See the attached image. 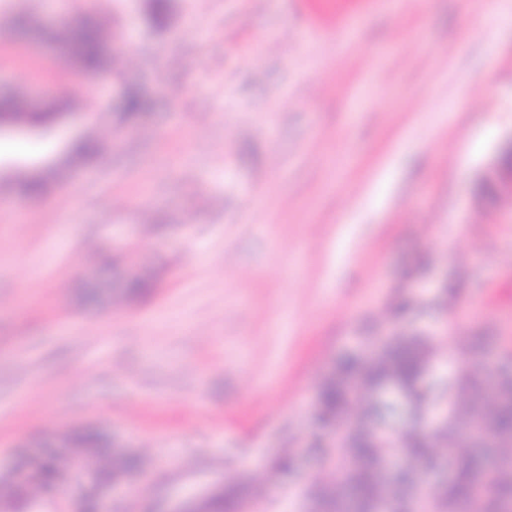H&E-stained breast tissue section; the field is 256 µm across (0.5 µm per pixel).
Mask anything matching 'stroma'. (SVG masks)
Instances as JSON below:
<instances>
[{
	"mask_svg": "<svg viewBox=\"0 0 512 512\" xmlns=\"http://www.w3.org/2000/svg\"><path fill=\"white\" fill-rule=\"evenodd\" d=\"M112 0L122 76L95 102L45 39L87 14L0 0V470L93 426L143 456L108 512H178L253 482L306 512L334 481L318 389L368 336L433 338L430 382L512 353V22L474 0ZM136 87L149 111L122 117ZM112 133L110 160L74 143ZM48 178L38 197L19 182ZM154 277L147 298L125 282ZM104 287L87 304L86 277Z\"/></svg>",
	"mask_w": 512,
	"mask_h": 512,
	"instance_id": "stroma-1",
	"label": "stroma"
}]
</instances>
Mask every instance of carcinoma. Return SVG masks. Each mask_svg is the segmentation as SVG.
<instances>
[{
	"label": "carcinoma",
	"instance_id": "cac0c4a2",
	"mask_svg": "<svg viewBox=\"0 0 512 512\" xmlns=\"http://www.w3.org/2000/svg\"><path fill=\"white\" fill-rule=\"evenodd\" d=\"M54 56L58 60L79 58L81 67L94 73L105 65L104 47L112 42V27L96 20L75 27L61 26L49 33ZM149 108V102L135 87L127 89L120 109L133 116ZM111 148L108 137L83 144L84 155L104 156ZM155 287L148 275L128 281L124 295L142 296ZM439 354L435 342L422 336H379L377 352L369 359L347 357L324 380L319 389V418L336 438L334 464L345 465L340 481L323 487L316 496L326 501L331 512H358L374 501L385 503L386 512H491L501 504L512 512V447L497 449V463L490 471L481 469L470 445L488 430L512 435V369L486 370L464 366L457 377L440 391L448 394V420L425 441L419 430L425 423L430 405L427 377L432 361ZM389 384L398 385L413 421L400 430L396 440L385 435L369 442L362 422L379 418L387 412L373 392ZM360 402L354 418L346 416L351 401ZM70 455L97 457L99 461L73 474L76 482L92 487L115 474L133 475L142 459L132 453L109 454L107 441L85 428L74 432ZM398 448L407 459L406 473L392 482L382 479L379 461L390 449ZM446 456L453 475L438 491L417 497L418 488L411 474L427 462ZM61 467L56 457H40L33 473L37 484L48 488L57 479ZM249 493L244 483L224 487V492L204 502L199 512H237Z\"/></svg>",
	"mask_w": 512,
	"mask_h": 512
}]
</instances>
